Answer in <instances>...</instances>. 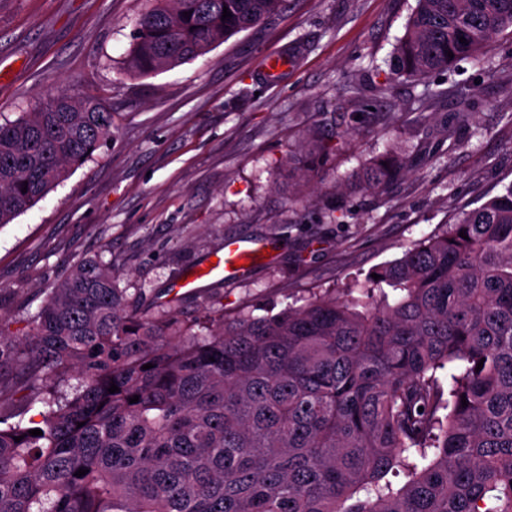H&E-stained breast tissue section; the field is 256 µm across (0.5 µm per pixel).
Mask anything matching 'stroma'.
Instances as JSON below:
<instances>
[{
	"label": "stroma",
	"instance_id": "stroma-1",
	"mask_svg": "<svg viewBox=\"0 0 512 512\" xmlns=\"http://www.w3.org/2000/svg\"><path fill=\"white\" fill-rule=\"evenodd\" d=\"M416 0H285L262 24L172 70L130 77L148 0H0V121L66 91L103 99L114 135L35 206L0 227V314L22 334L87 255L110 261L130 304L155 310L229 240L274 252L182 295L179 315L277 314L310 292L362 284L464 210L512 186V28L478 58L389 82ZM280 56L276 77L264 64ZM473 94L454 125L455 88ZM447 130L440 140L439 130ZM332 146L307 176L305 145ZM408 171L383 190L348 177L390 147Z\"/></svg>",
	"mask_w": 512,
	"mask_h": 512
}]
</instances>
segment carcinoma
I'll list each match as a JSON object with an SVG mask.
<instances>
[{
  "label": "carcinoma",
  "instance_id": "cac0c4a2",
  "mask_svg": "<svg viewBox=\"0 0 512 512\" xmlns=\"http://www.w3.org/2000/svg\"><path fill=\"white\" fill-rule=\"evenodd\" d=\"M281 2L154 0L128 72L203 56ZM509 27L512 0H417L389 81L447 70ZM113 129L96 98L66 93L0 123V227ZM330 150L307 145L311 172ZM406 170L392 148L361 181ZM376 274L274 316L185 323L171 303L129 308L102 257L78 261L23 335L0 315V405L44 408L0 412V512H512V187Z\"/></svg>",
  "mask_w": 512,
  "mask_h": 512
}]
</instances>
